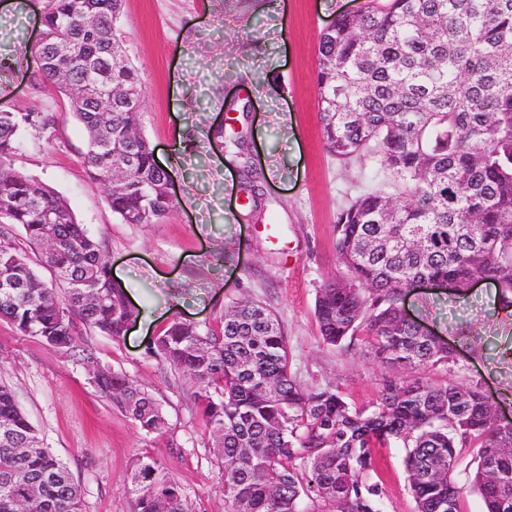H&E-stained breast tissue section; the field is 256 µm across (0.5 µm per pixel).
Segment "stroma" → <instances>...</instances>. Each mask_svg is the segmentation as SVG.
Listing matches in <instances>:
<instances>
[{
	"label": "stroma",
	"mask_w": 512,
	"mask_h": 512,
	"mask_svg": "<svg viewBox=\"0 0 512 512\" xmlns=\"http://www.w3.org/2000/svg\"><path fill=\"white\" fill-rule=\"evenodd\" d=\"M0 0V108L48 112L47 133L28 131L12 166L53 187L102 245L138 319L120 340L84 331L95 357L151 393L168 419L164 435H144L95 392L77 356L56 351L0 320V383L9 385L47 448L84 491L86 512H131V468L157 458L196 512H225L206 447L208 433L182 373L146 350L174 319L218 327L242 298L270 308L288 339L292 375L304 387L336 384L355 407L376 402L389 369L363 334L324 343L315 300L337 274V213L371 185L370 159L343 164L324 148L316 88L320 35L368 0H124L119 32L138 67L145 107L141 131L174 181L176 206L159 224H127L83 163L85 133L68 98L30 61L46 0L4 10ZM243 148L232 144L235 132ZM250 161L262 194L248 204L238 170ZM406 312L456 355L428 366L435 384L482 382L512 392V313L490 283L450 298L409 289ZM374 475L384 512H415L403 458L376 450Z\"/></svg>",
	"instance_id": "1"
}]
</instances>
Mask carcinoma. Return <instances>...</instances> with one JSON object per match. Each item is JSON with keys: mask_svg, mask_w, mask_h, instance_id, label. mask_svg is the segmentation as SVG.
Here are the masks:
<instances>
[{"mask_svg": "<svg viewBox=\"0 0 512 512\" xmlns=\"http://www.w3.org/2000/svg\"><path fill=\"white\" fill-rule=\"evenodd\" d=\"M123 0H47L43 39L31 48L40 73L70 100L86 131L84 164L128 224H159L175 207L140 124L139 70L116 34ZM96 17L94 36L83 29ZM134 90L136 101L98 110V89ZM317 96L325 149L341 162L370 159L384 185L336 218L341 272L315 302L323 341L363 333L375 356L398 371L368 411L336 385L313 390L289 367L288 342L271 310L240 299L219 330L178 319L150 356L181 370L201 415L228 512H309L310 494L332 512H382L373 448L395 441L416 512H460L458 449H477L472 488L485 512H512V432L487 411L479 385H435L408 370L450 359L448 345L406 318L400 300L416 280L498 284L512 307V0H370L342 14L318 43ZM44 112H0V319L98 363L82 328L120 339L136 317L101 245L52 187L11 165L24 132L46 131ZM132 164L112 181L117 160ZM248 202L258 185L243 166ZM23 228L54 279L45 281L12 240ZM97 393L147 435L166 431L160 403L136 381L100 366ZM133 512H192L182 488L148 457L134 463ZM84 512L69 468L41 442L0 383V512Z\"/></svg>", "mask_w": 512, "mask_h": 512, "instance_id": "carcinoma-1", "label": "carcinoma"}]
</instances>
